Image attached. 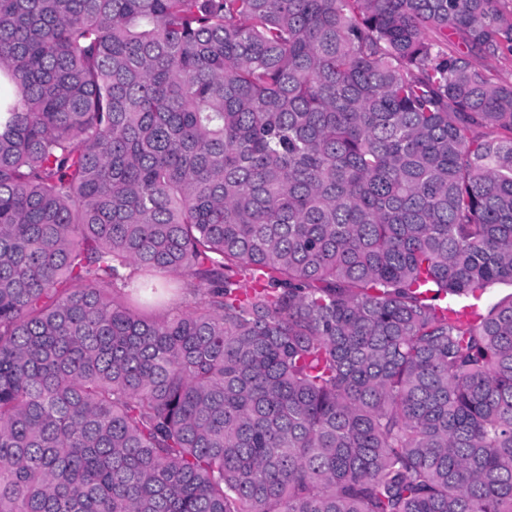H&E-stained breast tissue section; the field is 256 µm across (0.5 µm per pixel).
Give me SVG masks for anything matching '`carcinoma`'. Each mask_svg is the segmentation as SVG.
Returning <instances> with one entry per match:
<instances>
[{
	"label": "carcinoma",
	"instance_id": "1",
	"mask_svg": "<svg viewBox=\"0 0 512 512\" xmlns=\"http://www.w3.org/2000/svg\"><path fill=\"white\" fill-rule=\"evenodd\" d=\"M505 2L0 0V512H512Z\"/></svg>",
	"mask_w": 512,
	"mask_h": 512
}]
</instances>
